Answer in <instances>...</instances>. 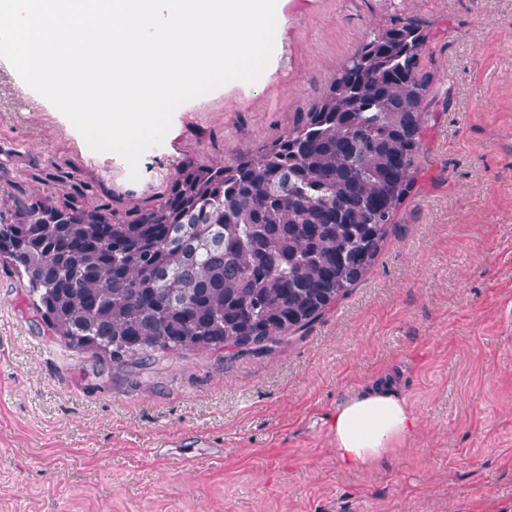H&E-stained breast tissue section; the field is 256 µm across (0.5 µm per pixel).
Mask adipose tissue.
<instances>
[{
    "label": "adipose tissue",
    "mask_w": 512,
    "mask_h": 512,
    "mask_svg": "<svg viewBox=\"0 0 512 512\" xmlns=\"http://www.w3.org/2000/svg\"><path fill=\"white\" fill-rule=\"evenodd\" d=\"M336 455L345 468L371 466L419 427V419L392 384L380 381L326 417Z\"/></svg>",
    "instance_id": "1"
}]
</instances>
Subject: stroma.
Instances as JSON below:
<instances>
[{"label":"stroma","mask_w":512,"mask_h":512,"mask_svg":"<svg viewBox=\"0 0 512 512\" xmlns=\"http://www.w3.org/2000/svg\"><path fill=\"white\" fill-rule=\"evenodd\" d=\"M284 13L258 80L179 105L136 180L0 58V199L119 220L156 204L181 162L226 164L285 134L392 17L430 31L434 114L373 268L273 352L103 365L53 337L0 263V512H512V0ZM377 379L420 425L349 470L325 416Z\"/></svg>","instance_id":"obj_1"}]
</instances>
